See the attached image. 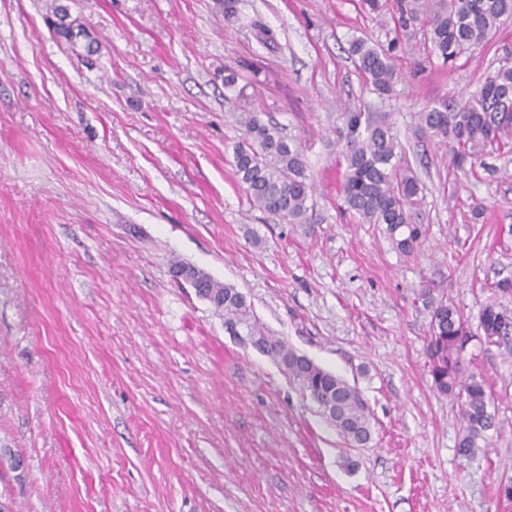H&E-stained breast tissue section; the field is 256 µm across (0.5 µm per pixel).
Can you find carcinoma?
<instances>
[{
    "mask_svg": "<svg viewBox=\"0 0 512 512\" xmlns=\"http://www.w3.org/2000/svg\"><path fill=\"white\" fill-rule=\"evenodd\" d=\"M396 7L399 27L418 21L426 25L432 52L445 63L455 61L468 48L487 44L512 23V0H446L438 10L431 8L429 0H396ZM393 46L392 41L385 50L363 38L350 43L359 73L380 95L393 92L399 81ZM238 123L244 137L234 147V174L253 205L281 222L309 223L307 200L313 185L300 148L258 112L239 113ZM346 123L344 206L363 224L386 225L397 247L409 253L420 237L419 228L410 224L411 211L419 202V180L401 166L400 145L389 123L365 112L348 113ZM419 125L425 135L448 145L459 165L477 158L487 144L511 135L512 57L500 60L479 90L465 100L424 109ZM190 269L199 289L196 296L206 299L224 326L237 327L250 337L251 346L277 365L347 444L363 447L370 442L371 413L356 386L266 331L235 286L194 265ZM426 304L431 308L429 372L438 393L460 402L463 427L457 454L471 458L477 440L495 425V415L488 411L489 386L481 375L463 374L464 347L472 339L463 314L442 301ZM479 325L485 343H507L512 339V310L490 302L479 314Z\"/></svg>",
    "mask_w": 512,
    "mask_h": 512,
    "instance_id": "1",
    "label": "carcinoma"
}]
</instances>
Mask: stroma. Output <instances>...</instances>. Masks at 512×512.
Wrapping results in <instances>:
<instances>
[{
	"label": "stroma",
	"mask_w": 512,
	"mask_h": 512,
	"mask_svg": "<svg viewBox=\"0 0 512 512\" xmlns=\"http://www.w3.org/2000/svg\"><path fill=\"white\" fill-rule=\"evenodd\" d=\"M399 42L389 96L349 45ZM512 25L446 64L362 0H0V502L10 512H512V344L479 313L512 280V152L456 165L417 115L476 91ZM239 75L224 87L225 70ZM300 142L307 224L273 221L233 171L236 112ZM391 122L422 188L401 252L339 193L348 113ZM234 285L298 353L356 385L349 447L234 339L174 261ZM473 336L464 369L497 425L473 459L427 367L430 311Z\"/></svg>",
	"instance_id": "35a3bbf8"
}]
</instances>
